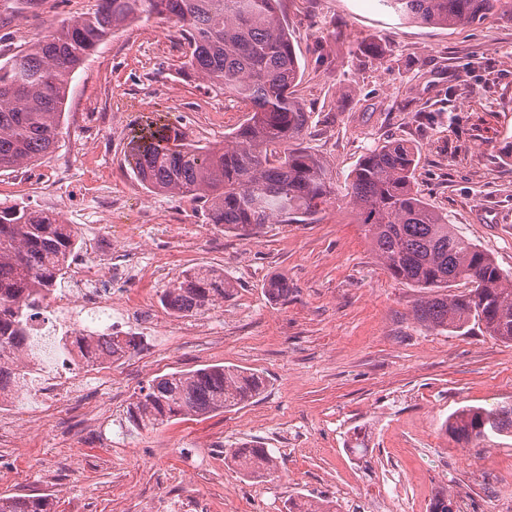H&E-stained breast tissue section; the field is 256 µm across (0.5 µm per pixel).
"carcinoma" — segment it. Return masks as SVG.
I'll return each mask as SVG.
<instances>
[{"instance_id": "carcinoma-1", "label": "carcinoma", "mask_w": 512, "mask_h": 512, "mask_svg": "<svg viewBox=\"0 0 512 512\" xmlns=\"http://www.w3.org/2000/svg\"><path fill=\"white\" fill-rule=\"evenodd\" d=\"M405 22L451 27L512 13V0H380ZM279 0H96L94 8L50 26L29 47L0 63V171L26 167L52 153L61 134L70 75L108 38L139 19L173 24L186 47L183 70L240 100L243 124L224 143L185 141L172 124L134 135L126 157L151 192L190 196L203 203L206 222L238 236H256L269 224H310L343 202L365 227L392 278L423 296L414 318L438 331L466 334L472 327L512 342V275L471 241L448 215L414 191V149L389 142L368 151L340 191L326 165L298 144L307 112L294 94L300 66L277 13ZM84 248L70 224L26 206L0 203V403L20 377L28 312L23 300L45 294L72 251ZM464 289L459 291L457 286ZM235 282L211 268L180 273L165 285L162 304L196 316L221 306ZM288 300V279L268 288ZM112 358L139 348L134 336L106 341ZM263 378L236 366L174 372L139 390L126 410L134 430L154 429L185 416H207L258 395ZM448 432L464 446L490 434L512 433V407H465L448 416ZM226 456L249 478L266 479L277 459L266 448L241 445ZM45 494H0V512H51ZM332 502L304 495L288 499L287 512H332Z\"/></svg>"}]
</instances>
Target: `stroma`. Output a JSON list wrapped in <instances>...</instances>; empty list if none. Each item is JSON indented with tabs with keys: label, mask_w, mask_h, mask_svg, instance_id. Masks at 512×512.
<instances>
[{
	"label": "stroma",
	"mask_w": 512,
	"mask_h": 512,
	"mask_svg": "<svg viewBox=\"0 0 512 512\" xmlns=\"http://www.w3.org/2000/svg\"><path fill=\"white\" fill-rule=\"evenodd\" d=\"M95 0H37L18 9L0 0V56L28 36L93 8ZM302 74L296 95L308 127L301 147L344 187L362 155L388 142L417 151L414 189L451 224L512 272V14L453 28L400 21L379 0H281ZM184 49L169 23L153 18L119 30L71 76L62 133L49 166L77 155L81 126L98 129L88 174L133 193L146 211L162 206L206 237L185 264L220 266L233 295L210 311L213 331L175 336L177 316L160 309L164 350L141 344L111 382L86 378L105 403L86 420L81 405L34 423L0 424V494H50L53 512H282L288 497L379 512H428L441 491L460 512H512V436L465 449L443 423L455 410L512 406V343L480 332L441 333L415 320L419 289L383 268L348 209L328 207L312 224H271L241 238L206 223L201 203L155 194L125 158L135 130L180 123L188 140L222 143L247 117L236 98L181 72ZM123 96H112L113 87ZM115 112L122 130L102 131ZM286 276V302L270 300L271 278ZM209 365L261 373L264 391L245 405L130 432L126 410L154 378ZM260 445L277 477L244 478L224 455Z\"/></svg>",
	"instance_id": "stroma-1"
}]
</instances>
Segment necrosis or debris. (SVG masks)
Instances as JSON below:
<instances>
[{"label": "necrosis or debris", "instance_id": "obj_1", "mask_svg": "<svg viewBox=\"0 0 512 512\" xmlns=\"http://www.w3.org/2000/svg\"><path fill=\"white\" fill-rule=\"evenodd\" d=\"M30 181L60 215H71L80 202H88L87 218L106 216L104 234L112 241L106 254L83 250L73 256L61 287L52 289L33 309L30 333L52 350L57 362L38 368L33 384L19 385L12 397L24 399L30 388H37L42 413L54 415L60 405L81 393L78 374L87 363L72 346V335L94 338L121 333L126 325L145 329L156 325L145 288L159 285L160 271L174 256L196 251L200 238L168 223L161 208L148 222L134 223L128 194L98 181L76 184L67 165L32 172Z\"/></svg>", "mask_w": 512, "mask_h": 512}]
</instances>
